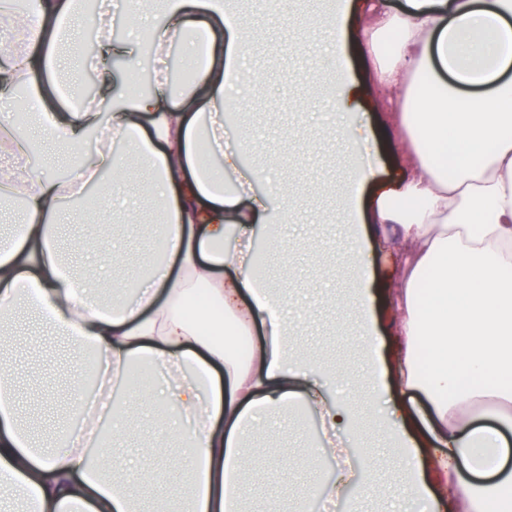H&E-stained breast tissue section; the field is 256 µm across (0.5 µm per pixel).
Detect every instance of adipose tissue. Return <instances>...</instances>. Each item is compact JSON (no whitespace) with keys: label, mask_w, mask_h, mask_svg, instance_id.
Masks as SVG:
<instances>
[{"label":"adipose tissue","mask_w":512,"mask_h":512,"mask_svg":"<svg viewBox=\"0 0 512 512\" xmlns=\"http://www.w3.org/2000/svg\"><path fill=\"white\" fill-rule=\"evenodd\" d=\"M106 5L90 19L97 37L82 51L100 92L60 116L34 113L33 124L84 148L81 166L62 181L40 170L0 176V200L21 197L14 232L0 235V345L14 334L13 313L25 307L81 355L80 377L97 384L99 407L81 423L62 424L33 438L15 391L16 368L0 359V500L22 512H137L136 481L102 467L101 429L126 418L112 399L126 369L167 368L164 386L142 404L176 407V436L189 452L183 491L162 490L165 512H240L251 486L243 478L246 440L262 420L303 406L320 412L329 429L351 423L349 406L332 401L324 383L299 370L291 331L279 315L282 298L255 272L250 247L225 248L230 233L249 238L266 221L264 200L224 187L240 155L222 153V173L200 166L196 144L224 142L229 74L245 54L240 25L220 0H163L164 24L151 27V48L139 39L116 41ZM19 27L20 50L0 58V100L14 85L41 97L62 64L59 41L81 20L77 0H29ZM201 28L208 63L192 83L172 94L158 76L145 93L127 92L113 71L144 52L166 57ZM375 97L386 104L406 161L398 190L379 195L373 224H395L397 264L388 282L399 346L390 369L373 356V389L396 385L388 416L379 421L404 462L392 485L403 512L452 502L454 512H512V473L483 475L499 439L469 431L476 404L487 401L499 423L512 426V81L484 97L461 84L485 83L512 63V0H404L390 12L368 0L360 16ZM448 71L444 81L440 71ZM136 147L152 163L150 186L163 202L162 254L129 290L104 296L98 268L70 270L57 243L65 199L82 194L100 173L114 177L126 154L102 147V134ZM241 333L261 323L266 335L247 360L235 357L182 310L199 285Z\"/></svg>","instance_id":"ef3b65f1"}]
</instances>
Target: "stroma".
Here are the masks:
<instances>
[{
  "label": "stroma",
  "instance_id": "35a3bbf8",
  "mask_svg": "<svg viewBox=\"0 0 512 512\" xmlns=\"http://www.w3.org/2000/svg\"><path fill=\"white\" fill-rule=\"evenodd\" d=\"M331 0H286L284 12L268 9L266 0H235L234 10L245 26L249 51L240 74L232 75L227 89L242 107L228 121L225 144L249 138L252 145L242 155L240 172L256 176L255 192L268 204L269 225H257L252 240L262 255L267 287L282 289L281 315L298 324V344L309 370L329 365L336 372L329 385L331 397L351 383L352 413L358 436L340 429L330 438L340 454L351 456L355 471L352 494H360L371 473L369 457L388 459L389 474L399 462L390 460L386 438L375 425V414L385 413L386 402H374L366 381L370 367L367 345L358 328L336 298L369 276L373 290H381L394 267L387 242L391 224L361 232L347 220L360 203L397 188L406 168L396 146L384 133L386 113L371 101H361L350 112H339L329 102V91L340 76L367 83L370 72L361 54L363 39L357 22H350L344 42H336L323 27L314 25ZM370 181L354 184L358 170ZM144 167L131 168L124 190L112 194L98 219L65 200L58 244L76 269L99 264L102 251H120L124 265L105 267V282L125 285L140 274L156 252V235L150 224L151 201L144 191ZM361 240L369 265L355 270L347 260L353 240ZM25 337L13 355L22 370L21 397L31 398L43 434L57 426L60 406L72 386L68 375L78 360L67 343L28 312H20ZM111 444L116 457L125 459L128 473L143 488L140 512H155V490L169 486L170 471L148 455L166 435L150 407H142L135 427L117 422ZM317 411L294 408L287 419H274L257 430L250 442L243 470L252 481L247 512H295L309 488L325 487L336 475V462L322 452ZM289 481H281V470Z\"/></svg>",
  "mask_w": 512,
  "mask_h": 512
}]
</instances>
